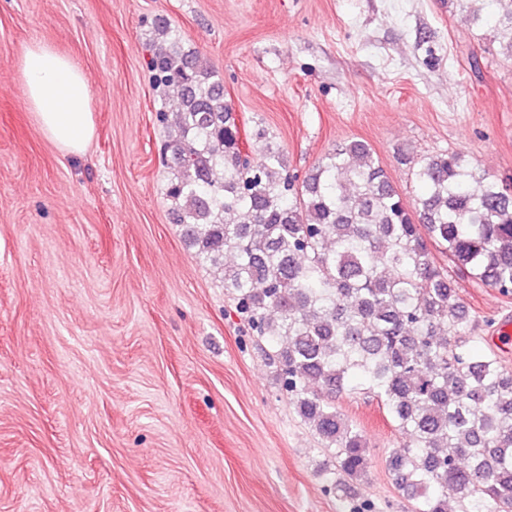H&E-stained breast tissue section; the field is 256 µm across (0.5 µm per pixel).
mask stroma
Here are the masks:
<instances>
[{"instance_id": "stroma-1", "label": "stroma", "mask_w": 512, "mask_h": 512, "mask_svg": "<svg viewBox=\"0 0 512 512\" xmlns=\"http://www.w3.org/2000/svg\"><path fill=\"white\" fill-rule=\"evenodd\" d=\"M163 19L297 175L354 138L410 203L411 166L446 149L512 178V57L456 0H0V512H344L275 343L248 341L220 268L169 221L147 68ZM34 40L88 78L84 153L26 108L16 64ZM449 273L474 342L512 370L496 330L512 299ZM336 408L370 458L353 500L414 512L386 468L402 437L383 403Z\"/></svg>"}]
</instances>
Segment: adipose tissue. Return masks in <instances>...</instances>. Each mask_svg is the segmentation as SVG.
Returning a JSON list of instances; mask_svg holds the SVG:
<instances>
[{
	"instance_id": "obj_1",
	"label": "adipose tissue",
	"mask_w": 512,
	"mask_h": 512,
	"mask_svg": "<svg viewBox=\"0 0 512 512\" xmlns=\"http://www.w3.org/2000/svg\"><path fill=\"white\" fill-rule=\"evenodd\" d=\"M17 72L42 136L63 153L85 151L95 137L96 122L83 70L53 46L34 41L25 48Z\"/></svg>"
}]
</instances>
